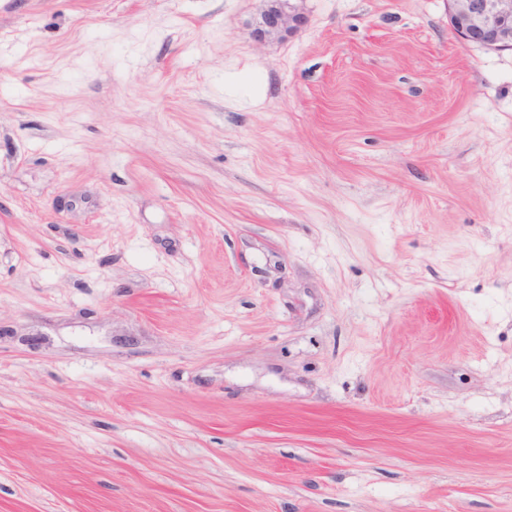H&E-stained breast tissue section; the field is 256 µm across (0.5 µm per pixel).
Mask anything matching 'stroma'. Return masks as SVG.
Here are the masks:
<instances>
[{
	"mask_svg": "<svg viewBox=\"0 0 512 512\" xmlns=\"http://www.w3.org/2000/svg\"><path fill=\"white\" fill-rule=\"evenodd\" d=\"M262 7L0 0V512H512V50ZM296 0H263V8L256 22L258 41L268 38H290L301 31L306 17L296 5Z\"/></svg>",
	"mask_w": 512,
	"mask_h": 512,
	"instance_id": "1",
	"label": "stroma"
}]
</instances>
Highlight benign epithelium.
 I'll list each match as a JSON object with an SVG mask.
<instances>
[{"label": "benign epithelium", "instance_id": "1", "mask_svg": "<svg viewBox=\"0 0 512 512\" xmlns=\"http://www.w3.org/2000/svg\"><path fill=\"white\" fill-rule=\"evenodd\" d=\"M448 20L453 34L464 43L512 49V0H448ZM305 24L296 0H263L255 34L259 41L283 40Z\"/></svg>", "mask_w": 512, "mask_h": 512}]
</instances>
